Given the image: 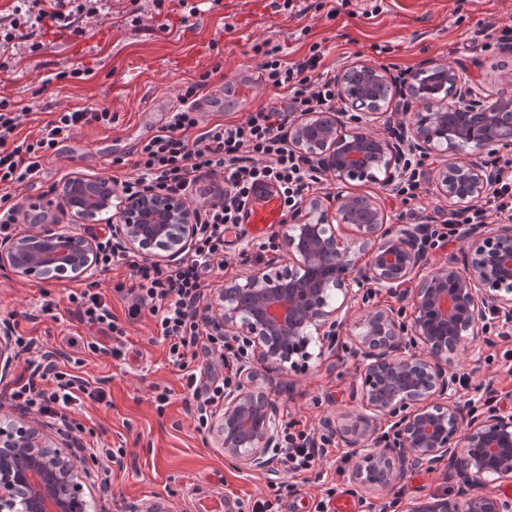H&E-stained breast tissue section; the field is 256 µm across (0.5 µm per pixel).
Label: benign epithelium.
<instances>
[{"instance_id": "1", "label": "benign epithelium", "mask_w": 512, "mask_h": 512, "mask_svg": "<svg viewBox=\"0 0 512 512\" xmlns=\"http://www.w3.org/2000/svg\"><path fill=\"white\" fill-rule=\"evenodd\" d=\"M453 101L470 98L473 88L454 68L442 74ZM338 94L358 112L357 127L348 128L344 112H308L288 124V143L310 164L336 181L382 180L389 185L400 171L398 147L376 136L373 126L392 89L380 71L362 63L348 65L337 80ZM410 96L423 111L402 130L424 158L442 156L429 169L438 192L450 205L472 206L494 193L495 170L479 157L460 161L454 152L464 143L477 146L474 129L492 132L491 140L512 145V102L468 108V122H458L445 100L427 97L419 86ZM384 174L379 178L378 174ZM59 196L74 217L93 223L112 210L118 197L105 178L74 176ZM120 198V197H118ZM31 229L0 252V267L17 275H36L54 267L84 273L96 246L64 229L49 204L26 212ZM112 237L140 252L161 242L176 258L194 243L198 225L180 198L146 191L120 198L118 211L106 218ZM352 231L351 245L342 241ZM419 224H387L380 203L367 195H339L336 207L322 198L305 204L289 225L282 244L265 266L245 271L224 284L208 308L207 325L218 336H236L258 352L266 372L311 358L310 344L333 345L351 326L363 358L359 370L367 413L347 416L336 427L359 459L354 477L375 490L391 492L405 471L445 467L459 484L456 498L419 503L410 512H512V499L473 489L486 475H512V412L485 400L482 412L456 398L460 378L455 361L466 342L486 335L492 318L512 331V223L478 224L465 232L461 258L429 265ZM365 256L364 264L359 258ZM366 285L386 288L412 302L411 325L392 308L373 307L351 313V304ZM10 329L0 326V369L12 359ZM240 381L224 393V410L214 416L212 433L224 455L246 469L262 470L279 426L277 404L257 384L254 367L238 366ZM395 419L396 452L372 450L387 439L381 419ZM75 442L51 440L25 416L0 404V512H92L84 509L82 475Z\"/></svg>"}]
</instances>
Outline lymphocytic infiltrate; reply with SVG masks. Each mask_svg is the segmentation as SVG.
Masks as SVG:
<instances>
[{"instance_id": "f902f5d3", "label": "lymphocytic infiltrate", "mask_w": 512, "mask_h": 512, "mask_svg": "<svg viewBox=\"0 0 512 512\" xmlns=\"http://www.w3.org/2000/svg\"><path fill=\"white\" fill-rule=\"evenodd\" d=\"M321 55L312 50L304 60L283 65L280 59L265 65L269 84L287 89L284 107H263L252 111L235 124L216 123L198 131L199 120L191 100L208 83L207 77L183 89L179 104L170 113L160 132L146 141L138 152L135 175L120 181L122 194L132 195L145 189L190 199L202 180H221L224 189L217 201L195 217L199 233L191 250L174 263L159 266L142 264L123 250L120 244L101 243L96 260L102 267L128 265L135 281L124 289L130 317L149 313L155 320L160 338L169 344L171 362L182 373L184 388L192 399L194 426L206 433L215 409L224 401V390L237 378L236 364L245 354L244 347L233 346L226 337L208 333L201 306L206 297V274L224 269V233L240 224L242 214L255 191L263 185L275 186L284 214L296 215L306 193L323 179L322 172L302 158L288 144L285 127L292 118L308 112L333 110L337 102L336 79L319 72ZM23 111H0V235H8L12 225L24 222V212L13 202L10 189L16 184L38 178L42 163L54 155L62 140L83 124L95 121L111 124L108 110H84L59 113L33 141L15 137L26 120ZM195 138H188L189 130ZM496 192L484 206L461 208L433 228L427 238L429 248L437 249L460 239L469 225L488 223L491 216L512 219V159L497 165ZM82 321L109 332H117L111 305L100 292L91 289L71 292L68 296ZM216 356L223 372L203 378L192 361L197 350ZM50 352L41 355L45 365L42 378L52 379L53 390L37 388L34 380L16 382L10 401L25 410L35 409L55 418L60 432L71 433L75 425L66 414L81 396L101 401V392L89 390L84 379L59 371L50 360ZM334 441L331 436L315 435L313 429L289 420L272 450L284 470L291 475L315 471L327 458Z\"/></svg>"}]
</instances>
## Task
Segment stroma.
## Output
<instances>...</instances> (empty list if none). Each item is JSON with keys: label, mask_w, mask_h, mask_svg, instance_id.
<instances>
[{"label": "stroma", "mask_w": 512, "mask_h": 512, "mask_svg": "<svg viewBox=\"0 0 512 512\" xmlns=\"http://www.w3.org/2000/svg\"><path fill=\"white\" fill-rule=\"evenodd\" d=\"M319 2L307 0L309 9L300 15L274 0H98L95 16L76 13L69 26L58 27L36 19L39 10H52V0L36 6L0 0V40L9 42L0 52V103L27 109L21 135L37 137L63 110L105 108L112 114L111 125L93 121L74 131L45 161L39 182L12 189L14 200L26 205L53 199L55 187L75 175H133L137 154L130 137L140 117L172 111L181 90L201 75L209 77L201 125L240 122L259 107L282 106L287 90L263 80L266 53L273 48L289 64L319 45L320 69L332 75L355 61L415 72L441 64L471 75L478 100L492 103L512 95V72L499 67L512 62V48L492 44L512 23V0H383L376 14L358 4L332 18ZM312 193L329 206L340 193L375 197L392 224H437L449 213L446 199L430 184L411 215L389 186L376 182L329 179ZM256 242L244 225L226 233L227 264L223 274L210 277L207 296H216L244 270L263 266L268 256ZM132 280L126 265L65 278L19 276L0 268V324L32 340L34 348L53 351L60 371L103 392L102 401L82 400L67 415L82 427L84 440L124 452L117 463L101 458L84 464L92 484L105 482L112 490L102 500L106 512H133L146 502L161 503L166 512H197L218 493L233 512H243V503L271 495L288 478L276 463L258 471L240 468L210 435L195 431L185 412L181 375L151 316L129 318L127 301L115 290ZM91 283L123 330L119 356L89 349L98 334L73 314L67 299L70 290ZM48 300L53 306L46 312L42 305ZM310 350L306 364L261 373L259 382L273 391L281 421L299 420L320 435L324 419L360 411L362 359L346 332L334 348L323 351L314 343ZM456 364L465 378L457 393L461 403L478 410L491 393L512 410V335L490 331L485 340L469 343ZM156 384L173 394L161 410L152 399ZM331 457L320 475L293 480L282 512H315L328 488L352 512H407L413 504L457 493L442 471L420 468L382 495L355 479L344 443L333 447Z\"/></svg>", "instance_id": "obj_1"}]
</instances>
